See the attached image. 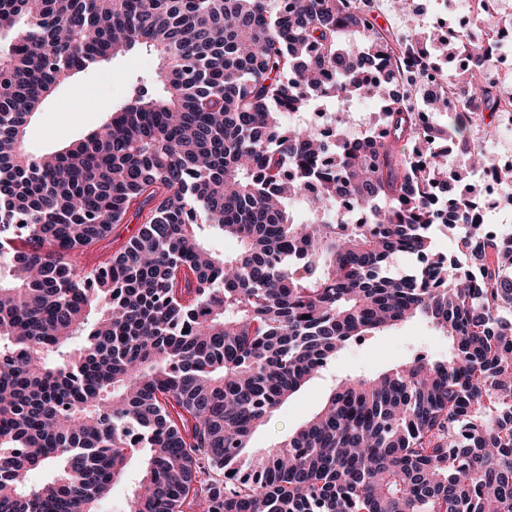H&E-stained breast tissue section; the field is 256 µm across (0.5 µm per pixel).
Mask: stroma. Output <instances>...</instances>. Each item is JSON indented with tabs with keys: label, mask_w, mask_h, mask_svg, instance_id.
I'll use <instances>...</instances> for the list:
<instances>
[{
	"label": "stroma",
	"mask_w": 512,
	"mask_h": 512,
	"mask_svg": "<svg viewBox=\"0 0 512 512\" xmlns=\"http://www.w3.org/2000/svg\"><path fill=\"white\" fill-rule=\"evenodd\" d=\"M419 2L424 7L423 13L410 18L395 10L394 0H380L378 24L404 31L413 23L422 30L439 19L454 21L465 10V0ZM157 68L156 56L149 50L138 49L73 75L57 87L28 125V150L34 154L54 152L101 127L112 108L126 99L130 83L151 77ZM76 99L83 102L78 112L70 109ZM447 353V337L419 322H410L384 335L351 344L337 355L322 376L308 382L259 427L249 445L254 449L278 445L324 405L332 386L342 377L355 374L373 377L414 355L440 358Z\"/></svg>",
	"instance_id": "stroma-1"
}]
</instances>
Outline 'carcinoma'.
Here are the masks:
<instances>
[{
    "label": "carcinoma",
    "mask_w": 512,
    "mask_h": 512,
    "mask_svg": "<svg viewBox=\"0 0 512 512\" xmlns=\"http://www.w3.org/2000/svg\"><path fill=\"white\" fill-rule=\"evenodd\" d=\"M378 8L0 0V512H97L135 458L125 512H512V230L469 221L467 181L494 166L477 135L502 99L479 63L436 66L476 33L392 32ZM135 48L157 55L162 94L137 81L101 130L27 150L58 84ZM427 78L477 100L432 141L414 105ZM336 98L375 100L382 134L333 146L285 123ZM342 200L370 220L336 219ZM129 215L136 235L84 266ZM217 235L237 252L212 251ZM400 254L420 266L392 273ZM412 321L448 337L447 358L346 378L247 455L347 344Z\"/></svg>",
    "instance_id": "obj_1"
}]
</instances>
